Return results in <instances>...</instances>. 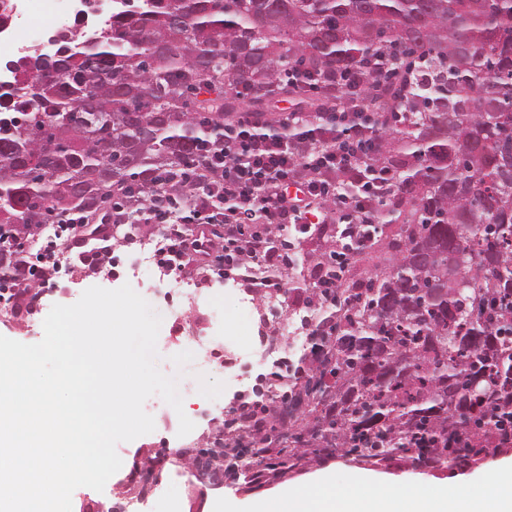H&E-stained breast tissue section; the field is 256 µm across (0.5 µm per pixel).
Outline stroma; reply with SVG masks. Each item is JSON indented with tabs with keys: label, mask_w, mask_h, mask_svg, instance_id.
Listing matches in <instances>:
<instances>
[{
	"label": "stroma",
	"mask_w": 512,
	"mask_h": 512,
	"mask_svg": "<svg viewBox=\"0 0 512 512\" xmlns=\"http://www.w3.org/2000/svg\"><path fill=\"white\" fill-rule=\"evenodd\" d=\"M318 236L301 240L299 251L305 262L294 276L284 278L285 292L280 293L281 317L290 319L295 312L305 310L306 296L310 295L317 279L311 258L320 252ZM71 275L61 277L58 287L44 289L39 314L23 315L18 319L0 318V335L9 339L34 344L41 341L43 322L53 305L76 303L82 293L93 286L116 289L128 284L141 296L153 297V309L161 315L162 323L157 338V366L166 375H180L182 380L196 381L199 391L183 394V409L175 411L160 396L148 398V405L155 408V429L130 442L117 446L122 460L120 471L111 476L103 491L83 488L82 494L72 502V512H103L105 504L125 508L130 497L138 493L137 484L130 473L136 464L154 460L155 468L168 486L159 493L150 494L144 512H218L228 506L232 512H253L256 497L277 494L285 489L305 483L323 472H331L338 488H346L358 477L367 481L396 482L404 486L426 484L445 488L461 481L483 486L492 482L512 480V449L503 448L485 456L476 465H450L441 469L429 468L410 457H401L387 464L370 465L354 456L307 457L302 464L285 474L264 471L259 484H251L255 465L241 467L237 476L224 477L223 481L211 482L208 494H200L182 486L181 472L186 471L184 461L190 450L208 439L217 437L233 410L239 409V393L251 388L257 380L269 379L276 373V362L255 365L251 373L235 378L227 372L203 373L197 363L177 369L173 355L185 351L190 337L203 339L220 336L224 339V353L236 357L247 345L274 348L277 359L287 357L281 330L276 325L261 321L265 313L248 288L245 269L232 270L227 277L213 279L205 289L174 290L172 277L160 275L151 267H143L135 277L109 276L88 271L80 262H73ZM180 322L181 333H171L173 322ZM186 414L195 427L191 435L179 436V414Z\"/></svg>",
	"instance_id": "stroma-1"
}]
</instances>
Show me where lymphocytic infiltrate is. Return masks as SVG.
<instances>
[{"label":"lymphocytic infiltrate","instance_id":"1","mask_svg":"<svg viewBox=\"0 0 512 512\" xmlns=\"http://www.w3.org/2000/svg\"><path fill=\"white\" fill-rule=\"evenodd\" d=\"M372 119L371 113L350 107L287 112L274 125L263 113H239L224 125L223 149L204 151L196 161L192 199L175 207L168 203L167 190L160 189L135 214L140 222L167 232L160 266L179 270L189 264L201 245L192 231L201 225H223V238L209 246L223 251L226 264L259 261L275 268L281 255L267 237L250 233L249 224L278 230L304 225L316 210H345L358 225L372 223L379 197L394 183L390 169L364 161ZM350 170L359 173L360 181L354 194L347 195L336 188L334 177ZM292 183L303 186V197L288 195Z\"/></svg>","mask_w":512,"mask_h":512}]
</instances>
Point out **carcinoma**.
<instances>
[{"label":"carcinoma","mask_w":512,"mask_h":512,"mask_svg":"<svg viewBox=\"0 0 512 512\" xmlns=\"http://www.w3.org/2000/svg\"><path fill=\"white\" fill-rule=\"evenodd\" d=\"M387 49L416 66L371 101L401 112L366 157L396 176L378 200L390 220L338 229L319 254L335 288L306 298L324 317L290 374L308 414L270 442L243 426L224 449L284 469L310 451L478 463L494 402L512 398V0H114L58 56L15 59L16 89L0 94V227L18 243L0 253L24 254L55 215L109 193L131 206L191 174L234 89L260 106L286 69L342 72ZM385 237L389 265L358 277ZM460 432L463 452L450 445Z\"/></svg>","instance_id":"cac0c4a2"}]
</instances>
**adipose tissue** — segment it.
<instances>
[{"label": "adipose tissue", "mask_w": 512, "mask_h": 512, "mask_svg": "<svg viewBox=\"0 0 512 512\" xmlns=\"http://www.w3.org/2000/svg\"><path fill=\"white\" fill-rule=\"evenodd\" d=\"M256 512H512V481L498 483L488 494L478 496L467 484L444 490L390 484L377 491L357 482L339 490L324 474L315 483L259 501Z\"/></svg>", "instance_id": "obj_1"}]
</instances>
